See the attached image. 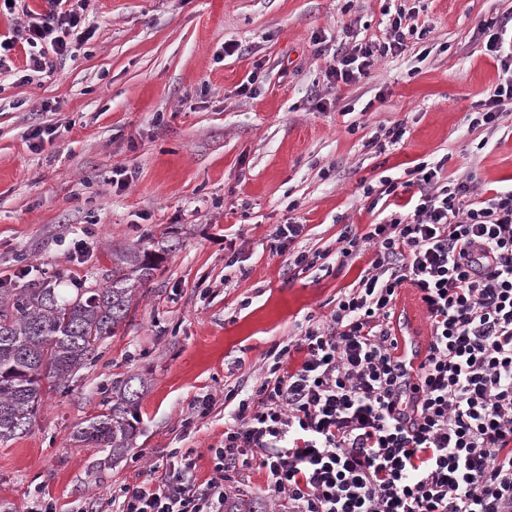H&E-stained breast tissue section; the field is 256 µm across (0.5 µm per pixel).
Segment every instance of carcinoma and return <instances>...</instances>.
Masks as SVG:
<instances>
[{
	"instance_id": "1",
	"label": "carcinoma",
	"mask_w": 512,
	"mask_h": 512,
	"mask_svg": "<svg viewBox=\"0 0 512 512\" xmlns=\"http://www.w3.org/2000/svg\"><path fill=\"white\" fill-rule=\"evenodd\" d=\"M160 252L141 245L112 249V271L103 287L68 296L51 283L0 288V442L29 431L42 400L99 356L129 316L136 291L161 270ZM130 377L115 386L107 412L73 432V440L124 455L137 428L129 420L139 392ZM224 512H264L253 499H225Z\"/></svg>"
}]
</instances>
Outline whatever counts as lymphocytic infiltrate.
<instances>
[{
    "instance_id": "lymphocytic-infiltrate-1",
    "label": "lymphocytic infiltrate",
    "mask_w": 512,
    "mask_h": 512,
    "mask_svg": "<svg viewBox=\"0 0 512 512\" xmlns=\"http://www.w3.org/2000/svg\"><path fill=\"white\" fill-rule=\"evenodd\" d=\"M17 12L0 38V68L15 46L26 69L66 61L89 0H46ZM401 18L384 38L345 48L329 74L352 83L402 49ZM506 76L472 127H490L512 100V37L487 41ZM408 193L412 209L346 228L343 257L372 244L358 283L328 324L307 327L277 353L268 377L235 402L212 476L185 460L171 478L125 487L122 512H203L224 499L241 467L264 470L273 506L288 512H512V189L482 196L474 175L441 181L421 162L381 193ZM420 295L432 339L415 373L398 353L391 314L399 288ZM302 354L289 369L292 353Z\"/></svg>"
}]
</instances>
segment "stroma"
Returning <instances> with one entry per match:
<instances>
[{"mask_svg":"<svg viewBox=\"0 0 512 512\" xmlns=\"http://www.w3.org/2000/svg\"><path fill=\"white\" fill-rule=\"evenodd\" d=\"M400 7L402 50L331 82L341 33L382 38ZM85 16L93 37L55 72L24 81L20 49L0 71V283L102 286L113 247L168 252L99 357L0 443V512L39 497L54 512H120L124 487L164 477L174 450L205 481L225 393H250L372 261L369 246L341 257L339 237L378 221L369 194L383 179L424 161L512 185V102L495 126L470 124L500 81L483 29L512 17V0H91ZM253 72L254 93L239 94ZM399 123V143L373 147ZM119 166L133 173L122 190ZM285 224L302 231L281 246ZM301 252L321 266L294 267ZM394 312L430 342L415 288ZM130 377L144 388L126 455L74 443Z\"/></svg>","mask_w":512,"mask_h":512,"instance_id":"1","label":"stroma"}]
</instances>
